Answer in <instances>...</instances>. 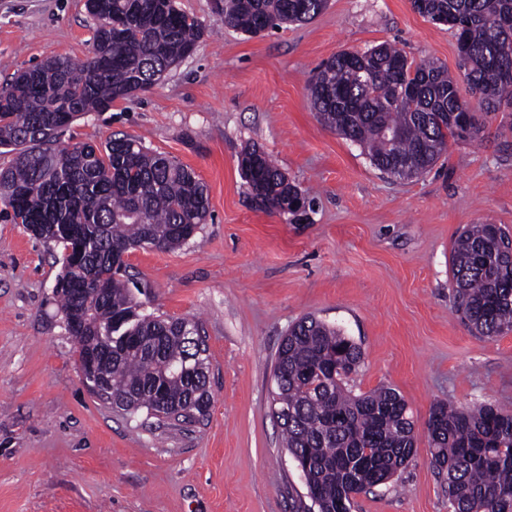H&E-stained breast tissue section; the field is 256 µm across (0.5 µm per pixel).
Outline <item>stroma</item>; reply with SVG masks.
<instances>
[{
  "instance_id": "obj_1",
  "label": "stroma",
  "mask_w": 512,
  "mask_h": 512,
  "mask_svg": "<svg viewBox=\"0 0 512 512\" xmlns=\"http://www.w3.org/2000/svg\"><path fill=\"white\" fill-rule=\"evenodd\" d=\"M176 3L205 29L194 53L147 91L81 115L62 140L123 133L205 183L210 214L192 239L125 261L141 313L198 320L213 406L190 424H151L90 393L53 295L59 249L0 219V512H293L307 489L272 413L273 369L306 315L361 346L354 393L392 387L415 422L409 466L351 512H448L431 407H512V332L474 336L450 270L465 225L512 229V112L395 180L317 120L309 79L339 51L385 42L458 76L446 26L410 0H329L309 23L248 36L225 27L215 0ZM94 26L86 0H0V87L56 56L85 61ZM252 145L306 191L305 220L252 202L238 167Z\"/></svg>"
}]
</instances>
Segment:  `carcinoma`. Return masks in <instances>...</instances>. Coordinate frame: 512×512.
<instances>
[{"label":"carcinoma","instance_id":"1","mask_svg":"<svg viewBox=\"0 0 512 512\" xmlns=\"http://www.w3.org/2000/svg\"><path fill=\"white\" fill-rule=\"evenodd\" d=\"M327 0H224V27L256 36L312 21ZM422 16L448 26L459 70L486 113L512 103V0H411ZM96 21L92 56L55 57L0 90V147L15 151L0 167V199L16 224L61 249L54 285L88 377L100 375L112 410L146 412L160 422L188 423L209 414L208 357L198 355L197 322L142 315L120 254L136 247L174 250L209 214L206 186L177 161L115 134L103 144L60 146L83 112L107 110L152 86L190 56L204 28L175 0H87ZM309 85L319 120L359 145L381 173L409 180L430 171L448 141L480 138L481 115L469 112L458 80L431 59L408 60L381 44L359 57L342 51L322 63ZM238 166L256 206L276 211L300 188L253 146ZM85 241L81 260L66 257L71 233ZM453 305L480 337L512 331V234L497 224H470L451 254ZM361 347L335 327L306 316L280 345L273 408L284 447L316 494L315 509L339 512L349 493L389 482L414 453L411 416L402 396L382 386L348 388ZM431 463L446 484L451 512H512V410L436 403L428 424Z\"/></svg>","mask_w":512,"mask_h":512}]
</instances>
